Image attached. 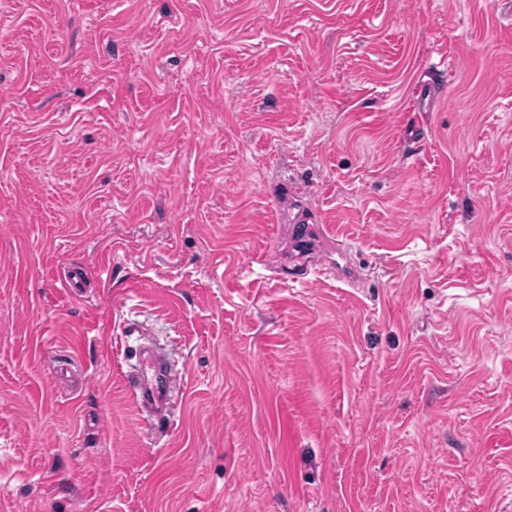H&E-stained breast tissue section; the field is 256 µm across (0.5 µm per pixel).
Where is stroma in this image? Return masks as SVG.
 I'll return each instance as SVG.
<instances>
[{
	"instance_id": "obj_1",
	"label": "stroma",
	"mask_w": 512,
	"mask_h": 512,
	"mask_svg": "<svg viewBox=\"0 0 512 512\" xmlns=\"http://www.w3.org/2000/svg\"><path fill=\"white\" fill-rule=\"evenodd\" d=\"M0 512H512V0H0ZM61 283L70 294L81 296L86 292V288L90 287L91 277L84 265L76 264L64 273ZM129 384V393L137 404L160 416L169 392L177 388V376L165 367L160 357H148L139 361Z\"/></svg>"
}]
</instances>
